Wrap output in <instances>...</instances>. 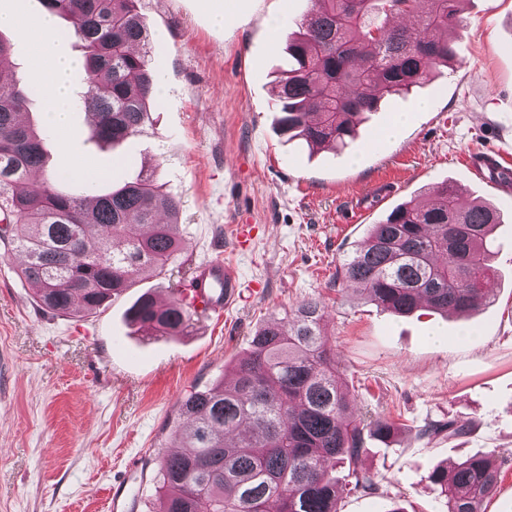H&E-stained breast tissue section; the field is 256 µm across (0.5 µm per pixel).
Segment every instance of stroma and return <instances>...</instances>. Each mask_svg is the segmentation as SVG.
Instances as JSON below:
<instances>
[{"instance_id": "stroma-1", "label": "stroma", "mask_w": 512, "mask_h": 512, "mask_svg": "<svg viewBox=\"0 0 512 512\" xmlns=\"http://www.w3.org/2000/svg\"><path fill=\"white\" fill-rule=\"evenodd\" d=\"M138 0L158 97L137 136L98 146L84 113L49 134L63 155L105 169L119 187L154 171L180 199L182 250L167 271L143 272L94 313L42 308L0 255V512H148L179 402L223 379L256 329L315 298L342 378L363 416L396 425L368 441L363 468L383 495L344 496L340 512H445L428 480L440 464L487 452L502 477L485 512H512V189L479 181L459 154L512 145V0H465L451 69L365 114L343 149L310 150L275 123V88L291 62L272 27L296 31L311 0ZM448 181L484 200L494 233L491 300L466 318L423 308L396 317L336 277L344 256L395 206ZM361 207L358 222L346 212ZM253 237L238 243L235 227ZM220 259L243 297L222 316H192L182 336H149L126 311L141 294L172 298L178 270ZM461 437L423 435L432 421Z\"/></svg>"}]
</instances>
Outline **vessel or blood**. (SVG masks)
<instances>
[{
  "mask_svg": "<svg viewBox=\"0 0 512 512\" xmlns=\"http://www.w3.org/2000/svg\"><path fill=\"white\" fill-rule=\"evenodd\" d=\"M459 161L472 174L483 176L488 184L492 183L494 175L512 173V151L500 146L465 153ZM179 297L193 313L209 315L222 312L224 307L237 302L241 290L233 268L216 259L196 269L193 277L180 288Z\"/></svg>",
  "mask_w": 512,
  "mask_h": 512,
  "instance_id": "1",
  "label": "vessel or blood"
}]
</instances>
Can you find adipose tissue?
Masks as SVG:
<instances>
[{
    "mask_svg": "<svg viewBox=\"0 0 512 512\" xmlns=\"http://www.w3.org/2000/svg\"><path fill=\"white\" fill-rule=\"evenodd\" d=\"M20 2L12 0L9 7H0V28H14L24 40L34 45V83L45 94L48 123L53 130L66 132L71 111L69 76L80 62L63 47L54 16L46 14L37 20H29Z\"/></svg>",
    "mask_w": 512,
    "mask_h": 512,
    "instance_id": "ef3b65f1",
    "label": "adipose tissue"
}]
</instances>
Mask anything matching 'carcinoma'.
Wrapping results in <instances>:
<instances>
[{
    "label": "carcinoma",
    "instance_id": "cac0c4a2",
    "mask_svg": "<svg viewBox=\"0 0 512 512\" xmlns=\"http://www.w3.org/2000/svg\"><path fill=\"white\" fill-rule=\"evenodd\" d=\"M135 2L41 0L68 22L61 34L83 49L72 105L91 117L101 145L138 135L155 100L147 25ZM462 2L314 0L287 37L294 66L278 85L279 130L313 147L347 145L357 118L377 111L382 96L406 95L455 62ZM395 15L407 22L390 25ZM14 75L11 44L0 38V242L23 255L20 275L42 306L91 313L120 297L143 269L163 272L172 263L181 251V202L141 173L110 191L103 179L83 195L58 190L63 176L49 167L46 133L25 119L36 92ZM499 223L491 204L463 205L453 186L436 185L426 202L401 204L372 225L337 277L395 315L426 306L468 317L489 299V236ZM128 316L150 335L178 336L192 312L177 296L160 305L142 295ZM323 318L320 301L301 303L255 332L230 381L181 401L185 422L173 437L182 451L160 458L150 512H339L352 490L379 494L361 457L366 441L388 439L395 426L354 414ZM443 432L459 437L469 429L451 420L422 429ZM338 464L350 477L344 485L333 474ZM500 474L491 452L436 468L428 479L446 512H484Z\"/></svg>",
    "mask_w": 512,
    "mask_h": 512
}]
</instances>
